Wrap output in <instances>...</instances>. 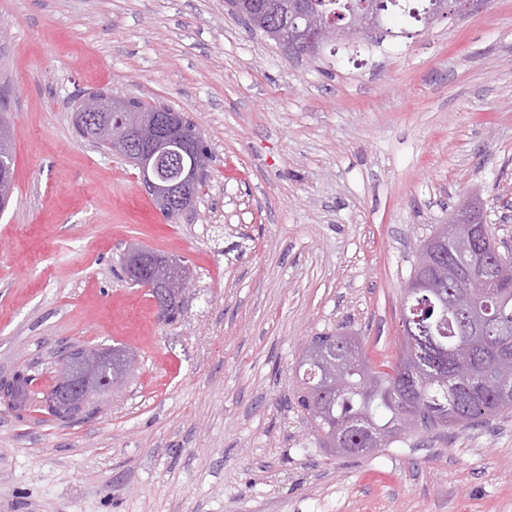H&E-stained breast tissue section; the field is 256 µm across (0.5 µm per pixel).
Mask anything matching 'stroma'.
<instances>
[{
	"instance_id": "35a3bbf8",
	"label": "stroma",
	"mask_w": 512,
	"mask_h": 512,
	"mask_svg": "<svg viewBox=\"0 0 512 512\" xmlns=\"http://www.w3.org/2000/svg\"><path fill=\"white\" fill-rule=\"evenodd\" d=\"M15 189L0 212V378L62 345L136 352L91 419L0 406V512H512V413L353 458L297 403L312 337L395 357L415 249L462 196H512V0L420 35L293 58L226 0H0ZM183 113L211 149L170 221L78 138L77 96ZM175 256V322L129 284V243Z\"/></svg>"
}]
</instances>
